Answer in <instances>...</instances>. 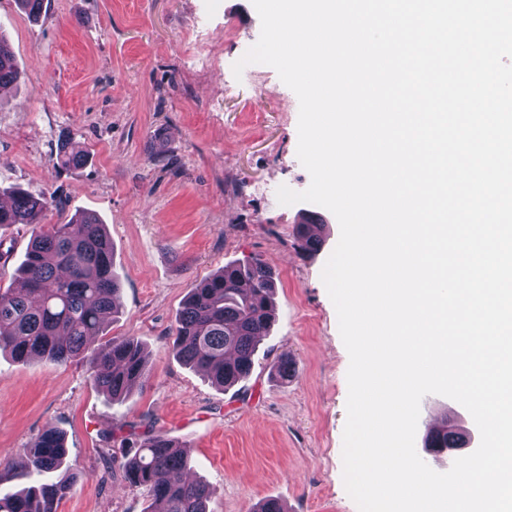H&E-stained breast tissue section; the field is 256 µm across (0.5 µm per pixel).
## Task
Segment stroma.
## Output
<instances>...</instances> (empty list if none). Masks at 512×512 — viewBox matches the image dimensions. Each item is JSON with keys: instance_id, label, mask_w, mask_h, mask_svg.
I'll use <instances>...</instances> for the list:
<instances>
[{"instance_id": "35a3bbf8", "label": "stroma", "mask_w": 512, "mask_h": 512, "mask_svg": "<svg viewBox=\"0 0 512 512\" xmlns=\"http://www.w3.org/2000/svg\"><path fill=\"white\" fill-rule=\"evenodd\" d=\"M260 32L252 0H49L35 21L0 0L22 72L0 92V189L47 197L49 224L80 210L106 224L120 293L102 337H137L150 369L113 401L85 361L0 354V459L63 432L81 477L58 512H148L147 493L104 466V437L121 425L186 443L192 475L221 486L209 512L271 497L287 512H358L342 477L349 355L322 281L340 227L324 207L277 201L279 186L301 192L311 178L297 157L296 94L271 66L233 73ZM68 138L87 161L64 170ZM305 210L324 224L312 255L294 238ZM29 239L21 224L0 231V288L14 286ZM255 258L276 275V320L251 376L224 391L174 357L171 331L195 281ZM283 354L296 373L280 383L270 368ZM435 419L476 428L461 404L430 394L418 434Z\"/></svg>"}]
</instances>
